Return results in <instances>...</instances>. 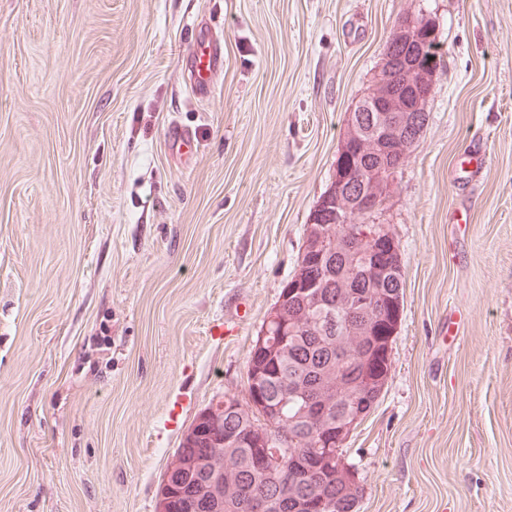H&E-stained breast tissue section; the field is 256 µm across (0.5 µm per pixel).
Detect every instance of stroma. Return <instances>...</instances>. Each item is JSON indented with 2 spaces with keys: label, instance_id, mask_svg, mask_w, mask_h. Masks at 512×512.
<instances>
[{
  "label": "stroma",
  "instance_id": "obj_1",
  "mask_svg": "<svg viewBox=\"0 0 512 512\" xmlns=\"http://www.w3.org/2000/svg\"><path fill=\"white\" fill-rule=\"evenodd\" d=\"M407 13L444 65L384 216L391 369L344 459L356 512H512V0H0V512H155L184 432L243 394ZM199 27L224 46L200 99Z\"/></svg>",
  "mask_w": 512,
  "mask_h": 512
}]
</instances>
